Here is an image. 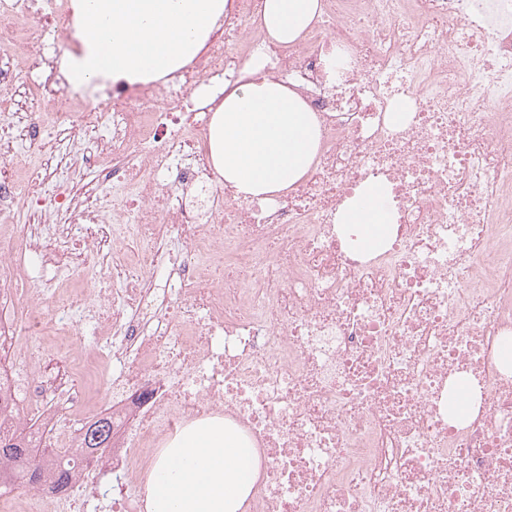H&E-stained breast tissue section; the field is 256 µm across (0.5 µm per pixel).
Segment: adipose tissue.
<instances>
[{"label":"adipose tissue","instance_id":"1","mask_svg":"<svg viewBox=\"0 0 512 512\" xmlns=\"http://www.w3.org/2000/svg\"><path fill=\"white\" fill-rule=\"evenodd\" d=\"M321 11L320 0H263L262 24L276 42L298 41ZM264 57L244 64L246 82L224 89L209 135L210 157L225 183L248 199L268 201L309 172L318 155L320 127L301 94L268 74ZM390 189L364 183L338 216L345 237L364 250L391 231ZM255 449L223 425L208 423L165 449L147 485L148 512H242L259 476Z\"/></svg>","mask_w":512,"mask_h":512}]
</instances>
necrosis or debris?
Returning <instances> with one entry per match:
<instances>
[{
  "label": "necrosis or debris",
  "mask_w": 512,
  "mask_h": 512,
  "mask_svg": "<svg viewBox=\"0 0 512 512\" xmlns=\"http://www.w3.org/2000/svg\"><path fill=\"white\" fill-rule=\"evenodd\" d=\"M263 0H228L198 54L163 77L72 89L57 68L39 87L45 119L104 133L94 203L59 194L74 214L83 265L112 244V281L56 294L55 319L93 322L88 348L52 377L17 370L24 337L47 318L8 304L21 264L0 251V393L42 426L35 454L79 447L74 412L101 382L112 396V512H144L146 483L186 428L219 421L257 448L250 512H512V0H321L284 45L261 24ZM71 0H0V45L40 48L45 21ZM263 52L320 122L311 172L273 202L239 196L210 165L217 101L201 83L238 77ZM342 64L337 78L329 56ZM410 115L387 119L399 101ZM368 180L391 188L394 236L364 254L336 229ZM180 245L172 254L169 239ZM469 410L448 411L458 379ZM81 485L51 493L0 487V512H76Z\"/></svg>",
  "instance_id": "obj_1"
}]
</instances>
